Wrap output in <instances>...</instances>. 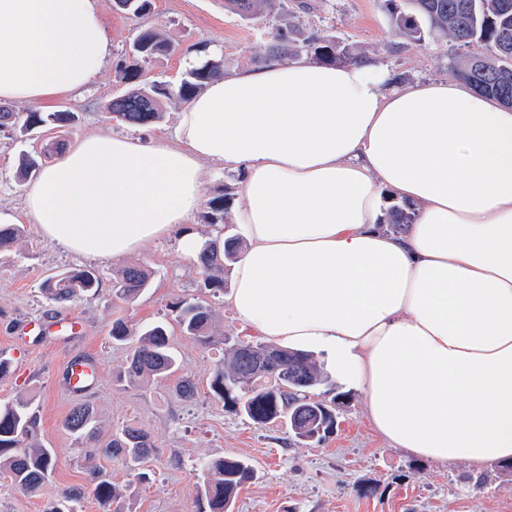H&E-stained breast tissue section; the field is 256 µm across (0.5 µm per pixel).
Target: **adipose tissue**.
I'll use <instances>...</instances> for the list:
<instances>
[{"label": "adipose tissue", "mask_w": 512, "mask_h": 512, "mask_svg": "<svg viewBox=\"0 0 512 512\" xmlns=\"http://www.w3.org/2000/svg\"><path fill=\"white\" fill-rule=\"evenodd\" d=\"M111 53L96 0H0V100L85 89ZM175 145L101 133L25 190L14 223L111 262L176 238L201 167L239 175L246 242L230 307L269 342L315 349L376 433L440 464L512 460V108L460 79L396 83L375 61L306 58L214 80ZM412 203L403 234L387 200Z\"/></svg>", "instance_id": "1"}]
</instances>
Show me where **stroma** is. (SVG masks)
Here are the masks:
<instances>
[{"label": "stroma", "mask_w": 512, "mask_h": 512, "mask_svg": "<svg viewBox=\"0 0 512 512\" xmlns=\"http://www.w3.org/2000/svg\"><path fill=\"white\" fill-rule=\"evenodd\" d=\"M308 2L309 11L289 16L300 30L324 29L409 83L449 77L453 46L440 41L425 50H392L395 38L377 0ZM98 6L112 54L87 91L50 106L54 112L76 113V124L28 135L0 130L1 213H17L24 204L25 184L17 178L22 155L41 156L47 166L51 160L44 157V148L63 151L100 132L131 133L148 141L172 137L182 108L176 101L165 102L162 118L146 126L110 119L109 103L126 90L117 76L119 65L139 66L141 83L175 85L186 73L182 54L204 41L219 48L229 77L250 68L251 57L264 54L270 40L267 18L242 21L224 0H152L150 13L140 19L118 10L115 0H98ZM144 29L161 33L172 51L138 63L132 44ZM125 262L141 264L151 273L148 290L130 304L112 298L121 264L80 258L45 240L36 225H25L18 245L0 254V355L12 362L10 373L0 377V404L25 400L37 416L42 441L55 451L54 470L38 493H26L0 475V512H44L72 487L85 490L78 512H208L199 494L201 464L224 456L249 460L257 470L256 479L240 490L233 512H512V471L495 463L478 471L465 462L442 465L391 447L367 420L359 392L337 380L312 390L315 398L336 404V429L322 444L297 441L285 427L257 425L237 414L210 389L222 350L183 335L172 322L171 305L180 298L207 301L216 312L213 334L219 339L247 342L256 340V333L227 305L224 291L205 286L194 260L183 256L174 241L147 245ZM70 268L94 271L100 279L97 293L65 305L50 302L42 281ZM72 318L81 322L80 334L67 330ZM118 318L140 327L167 324L180 372L196 384L192 399L181 398L168 381L135 387L119 381L130 347L110 336ZM84 359L92 360L95 377L88 391L70 392L66 370ZM80 403L93 407L103 435L134 424L155 442L145 481L120 462L100 460L120 490L106 503L90 492V464L63 425Z\"/></svg>", "instance_id": "35a3bbf8"}]
</instances>
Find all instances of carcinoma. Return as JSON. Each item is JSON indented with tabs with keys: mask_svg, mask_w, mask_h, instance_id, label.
I'll list each match as a JSON object with an SVG mask.
<instances>
[{
	"mask_svg": "<svg viewBox=\"0 0 512 512\" xmlns=\"http://www.w3.org/2000/svg\"><path fill=\"white\" fill-rule=\"evenodd\" d=\"M241 19L249 21L261 14L275 20L270 31L267 53L255 56L257 66L271 59H282L306 50L321 63H349L361 60L333 35L322 31L308 34L288 24L281 17L283 0H224ZM386 14L393 35L403 44L425 48L429 42L447 40L459 47L477 45L480 53L451 58L452 71L470 82L478 91L492 95L512 106V0H378ZM170 50V44L151 30L137 34L133 51L142 61ZM224 76L223 61L209 58L186 72L180 84L172 88L158 82L139 84L140 70H121L122 82L131 86L124 98H112V118L133 125H146L162 116L160 104L176 99L186 103L199 94L213 79ZM76 121L74 112H29L21 125L25 132L48 124L69 126ZM228 205L220 200L212 203L204 215L209 224L227 223ZM415 213L404 206L392 205L387 212L390 224H410ZM23 228L17 224L0 225V253L13 247ZM241 243L238 237L224 242L219 251L212 242L203 243L198 267L205 285L224 288V270L234 264ZM150 286V273L139 265L125 267L115 278L112 295L131 303ZM41 288L55 304L72 302L93 294L99 288V277L90 270L69 269L46 278ZM175 321L183 333L203 344L212 342L211 329L215 312L203 302L178 300L173 303ZM112 340L135 342L120 380L136 386L148 379H175V391L184 399L195 395V384L178 374L179 363L168 343L165 325L136 329L126 321L112 322ZM327 383V378L313 355L291 351L268 343L224 342V361L213 371L211 389L224 404L259 425L278 424L288 428L295 438L308 443H321L334 433L335 408L306 395L307 389ZM66 429L95 455L118 460L137 471L140 479L154 448L150 434L130 425L123 426L107 439H102L92 407L86 403L74 406L65 419ZM55 452L38 440L36 417L27 403L17 400L0 405V472L21 490L35 493L49 479ZM207 479L201 492L209 512H232L239 490L256 478L254 466L247 460L225 456L205 463ZM94 495L107 502L116 495L109 475L91 467Z\"/></svg>",
	"mask_w": 512,
	"mask_h": 512,
	"instance_id": "1",
	"label": "carcinoma"
}]
</instances>
